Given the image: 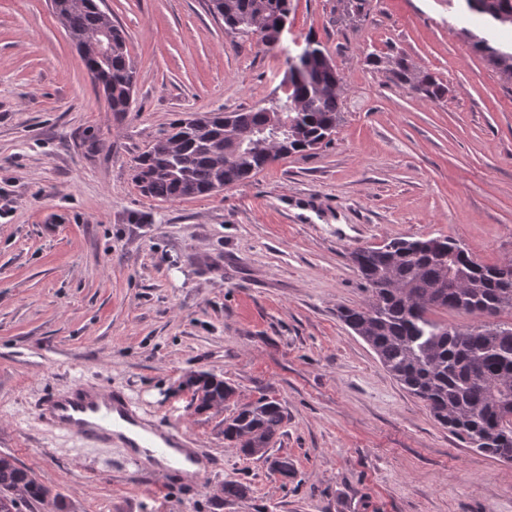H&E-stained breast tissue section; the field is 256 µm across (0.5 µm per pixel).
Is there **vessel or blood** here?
<instances>
[{
  "instance_id": "b4317fda",
  "label": "vessel or blood",
  "mask_w": 512,
  "mask_h": 512,
  "mask_svg": "<svg viewBox=\"0 0 512 512\" xmlns=\"http://www.w3.org/2000/svg\"><path fill=\"white\" fill-rule=\"evenodd\" d=\"M38 418L55 435L87 448H117L123 465L151 474L159 483L179 477L187 493L221 469L190 436L140 414L134 399L87 379L49 390Z\"/></svg>"
}]
</instances>
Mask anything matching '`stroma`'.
<instances>
[{"label": "stroma", "instance_id": "obj_1", "mask_svg": "<svg viewBox=\"0 0 512 512\" xmlns=\"http://www.w3.org/2000/svg\"><path fill=\"white\" fill-rule=\"evenodd\" d=\"M104 9L136 71L119 117L50 0H0V453L49 489L51 512H512V462L441 426L337 316L368 299L360 247L448 236L482 262L512 258V79L474 50L482 22L463 0H290L267 48L207 0ZM309 36L343 78L329 142L210 195L140 191L134 161L172 120L271 106ZM202 371L232 403L196 411L185 381ZM83 378L196 439L222 475L188 497L77 452L36 404ZM264 395L287 420L268 459L247 458L224 419ZM227 480L247 494L225 497ZM394 65L391 71L393 79L396 82L409 85L412 90L428 98L438 99L444 95L445 89L432 74L424 73V75L417 80V78H414L413 72L402 59L395 61Z\"/></svg>", "mask_w": 512, "mask_h": 512}]
</instances>
